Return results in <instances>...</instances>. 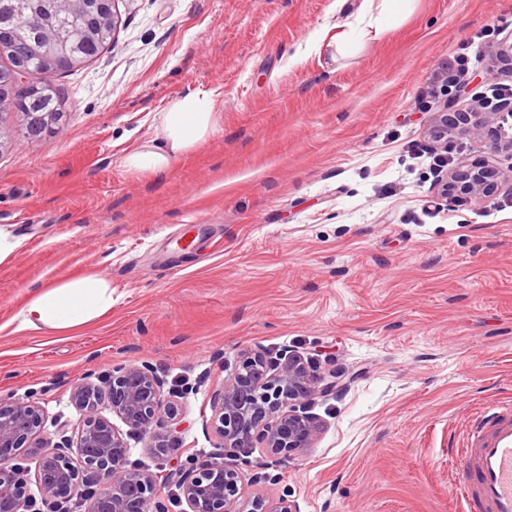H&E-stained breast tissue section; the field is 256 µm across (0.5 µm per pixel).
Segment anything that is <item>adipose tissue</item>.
I'll use <instances>...</instances> for the list:
<instances>
[{
	"label": "adipose tissue",
	"instance_id": "obj_1",
	"mask_svg": "<svg viewBox=\"0 0 512 512\" xmlns=\"http://www.w3.org/2000/svg\"><path fill=\"white\" fill-rule=\"evenodd\" d=\"M216 118L208 96L189 95L175 101L161 115V138L127 150L125 167L135 172H166L177 156L208 139L215 130ZM111 309V282L87 272L33 290L13 321L20 331L37 329L56 335L82 328Z\"/></svg>",
	"mask_w": 512,
	"mask_h": 512
}]
</instances>
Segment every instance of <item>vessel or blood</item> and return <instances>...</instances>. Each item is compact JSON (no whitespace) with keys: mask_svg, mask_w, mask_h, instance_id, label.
I'll return each instance as SVG.
<instances>
[{"mask_svg":"<svg viewBox=\"0 0 512 512\" xmlns=\"http://www.w3.org/2000/svg\"><path fill=\"white\" fill-rule=\"evenodd\" d=\"M448 456L460 460L464 474L455 496L474 512H512V405H493L476 412L465 438Z\"/></svg>","mask_w":512,"mask_h":512,"instance_id":"b4317fda","label":"vessel or blood"}]
</instances>
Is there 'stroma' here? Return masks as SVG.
Segmentation results:
<instances>
[{
	"label": "stroma",
	"mask_w": 512,
	"mask_h": 512,
	"mask_svg": "<svg viewBox=\"0 0 512 512\" xmlns=\"http://www.w3.org/2000/svg\"><path fill=\"white\" fill-rule=\"evenodd\" d=\"M359 0H119L111 45L57 77L60 128L0 150V394H36L75 431L73 385L121 362L198 388L156 425L174 457L216 452L211 395L245 351L313 361L321 430L258 492L300 512H460L448 449L512 398V195L447 203L427 148L432 78L464 58L459 111L511 81L492 53L512 0H414L379 38L313 45ZM219 130L163 174L124 149L176 99ZM88 271L112 309L59 335L15 331L31 291Z\"/></svg>",
	"instance_id": "35a3bbf8"
}]
</instances>
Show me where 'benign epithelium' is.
I'll return each mask as SVG.
<instances>
[{"mask_svg": "<svg viewBox=\"0 0 512 512\" xmlns=\"http://www.w3.org/2000/svg\"><path fill=\"white\" fill-rule=\"evenodd\" d=\"M118 0H65L69 10L97 15ZM23 27L0 18V41L15 55L31 51ZM47 65L70 54L50 38L41 50ZM436 111L430 127L435 149H448V133L471 139L483 137L488 117L512 112V93L478 101V112H454L460 89L452 66L442 62L434 76ZM56 123L48 112L27 114L28 131L37 137ZM503 147L488 146L489 159L480 168L457 167L444 174L442 195L457 201L480 199L497 189V155ZM346 387L341 377L319 385L307 362L293 352L273 359L260 351L243 353L232 373L212 395V426L222 451L187 456L185 463L170 465L169 447L154 430L164 415H174L165 381L145 363H118L105 378L86 376L75 384L70 399L81 412L82 422L70 436L35 453L34 476L44 499L70 498L87 491L85 476L96 481L90 499L91 512H169L162 496V479L179 490L182 512H299L284 496L278 498L246 493V486L261 482L257 473L248 478L244 453L261 444L274 461L303 453L312 447L319 432L311 412L314 398ZM112 411L129 432L143 441L157 458L156 469L140 468L129 462L127 441L102 416ZM45 431L43 410L31 393L0 395V512H34L33 500L24 495L29 467L19 452L31 439Z\"/></svg>", "mask_w": 512, "mask_h": 512, "instance_id": "7a95c632", "label": "benign epithelium"}]
</instances>
